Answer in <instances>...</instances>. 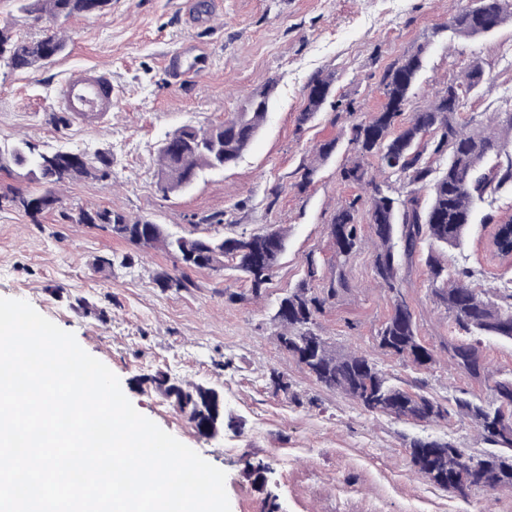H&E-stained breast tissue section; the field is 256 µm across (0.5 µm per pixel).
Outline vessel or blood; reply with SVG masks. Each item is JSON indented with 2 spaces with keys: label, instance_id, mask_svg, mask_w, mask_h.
I'll return each mask as SVG.
<instances>
[{
  "label": "vessel or blood",
  "instance_id": "obj_1",
  "mask_svg": "<svg viewBox=\"0 0 512 512\" xmlns=\"http://www.w3.org/2000/svg\"><path fill=\"white\" fill-rule=\"evenodd\" d=\"M55 102L71 116L94 119L112 109V78L97 68L71 72L58 89Z\"/></svg>",
  "mask_w": 512,
  "mask_h": 512
}]
</instances>
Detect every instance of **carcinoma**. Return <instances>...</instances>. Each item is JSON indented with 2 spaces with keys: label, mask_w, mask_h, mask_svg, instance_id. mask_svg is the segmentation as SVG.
Returning <instances> with one entry per match:
<instances>
[{
  "label": "carcinoma",
  "mask_w": 512,
  "mask_h": 512,
  "mask_svg": "<svg viewBox=\"0 0 512 512\" xmlns=\"http://www.w3.org/2000/svg\"><path fill=\"white\" fill-rule=\"evenodd\" d=\"M20 9L51 21L74 15L101 17L111 0H19ZM512 23V0H467L448 14L445 29L457 39H476ZM0 46L6 48L0 62L13 70L29 69L61 54L65 42L49 29L37 40L15 39L0 30ZM423 49L387 67L382 83L386 103L368 118L352 125L348 143L357 161L341 170L347 182H367L368 207L359 214L351 202L336 210L330 224L335 245L336 278L314 292L302 285L277 305L274 320L279 331V347L294 358L318 384L336 390L375 415L415 422H435L448 417V408L423 391L411 392L393 384L376 362L358 352H343L319 334L318 315L328 302L346 287L345 266L357 248L361 220L374 226L380 241L373 268L376 279L392 295V310L376 336V344L385 353L415 367L436 362L433 350L418 334L414 313L397 278L402 259L410 257L422 237L438 248L462 246L475 210L485 197L512 186V108L498 113L500 131L491 132L475 116L462 123L458 114L470 93L490 78L479 62H471L464 76L448 81L437 90L434 100L414 112L398 127L396 121L409 103L422 70ZM334 78L315 76L308 83L306 106L300 122L308 121L331 98ZM272 88L253 95L243 111L232 119L206 127L183 125L168 134L157 149L158 189L175 193L190 188L204 169L222 170L232 165L249 148L266 121L271 106ZM446 157L440 171L425 157ZM506 156L507 164L498 162ZM377 157L380 170L400 174L411 186L407 197L397 202L391 186L384 180L365 179L358 159ZM17 167L24 177L44 187L40 194L13 192L0 194V210L20 205L35 218L59 203L54 189L81 178L108 176L110 161L74 154L60 159L53 151H39L35 144L22 140L0 146V168ZM72 220L77 224H102L112 235L135 246L159 248L172 256L177 274L162 273L157 284L177 291L188 286V270L224 269V260L250 282L254 299L261 297L282 254L286 250L287 231L271 226L261 234L244 233L233 237L174 234L162 224L143 218L131 219L103 208L90 211L76 208ZM432 293L452 314L458 329L476 336L474 343L450 340L443 344L448 362L479 378L484 371L481 336L512 341V281L496 289L497 300L469 286L471 272L465 268L448 272L440 262H428ZM155 388L170 400L201 435L205 423L216 412L217 393L198 384H184L157 374L151 378ZM493 396L482 401L468 392L454 397L456 412L467 418L498 453L477 457L465 449L440 440L431 459L422 440L409 444V455L417 472L430 484L460 489L466 496L473 490L496 492L512 490V377L494 382Z\"/></svg>",
  "instance_id": "cac0c4a2"
}]
</instances>
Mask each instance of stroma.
<instances>
[{
	"label": "stroma",
	"mask_w": 512,
	"mask_h": 512,
	"mask_svg": "<svg viewBox=\"0 0 512 512\" xmlns=\"http://www.w3.org/2000/svg\"><path fill=\"white\" fill-rule=\"evenodd\" d=\"M458 0H111L103 17L58 21L68 46L38 67L0 65V144L25 138L49 151L107 154L108 179L61 185L62 202L31 217L20 207L0 210V297L22 299L101 360L143 416L227 474L231 512H512V491L470 493L439 489L414 472L408 444L441 439L475 456L491 452L458 415L415 423L372 415L347 396L317 384L276 341V304L306 280L315 255L321 283L335 275L329 225L336 209L362 188L341 180L356 158L348 146L353 124L385 102L382 75L404 55L423 50L424 67L407 112L425 107L433 91L480 58L493 85L471 93L461 119H492L503 93L512 92V25L472 42L450 40L445 25ZM102 68L112 74L111 112L88 122L57 124L54 96L70 72ZM335 78L334 105L306 123V88L315 75ZM272 88L273 104L249 150L234 165L202 172L184 192L157 187L159 144L183 125L232 118L255 92ZM337 139L323 163L312 150ZM315 172L306 188L305 167ZM109 208L146 218L169 231L199 235L257 234L267 225L288 231L287 248L261 298L232 269L189 272L175 291L154 278L173 259L113 237L109 228L72 223V208ZM223 218L214 226L210 217ZM485 232L473 225L462 247L432 252L421 240L399 277L420 339L436 362L419 369L380 350L375 336L391 311V296L373 271L379 240L363 225L346 267L349 282L319 318L337 349L359 350L403 387L423 388L444 406L461 392L487 399L493 380L512 376V343L483 339L487 378L451 364L442 350L463 340L451 314L430 290L429 256L445 267L470 268L475 288L512 277L489 260ZM113 258L110 272L94 268ZM238 301H229V293ZM284 375L289 393H274L270 370ZM216 388L224 396V435L200 436L150 385L156 372ZM269 463L266 482L248 462Z\"/></svg>",
	"instance_id": "35a3bbf8"
}]
</instances>
